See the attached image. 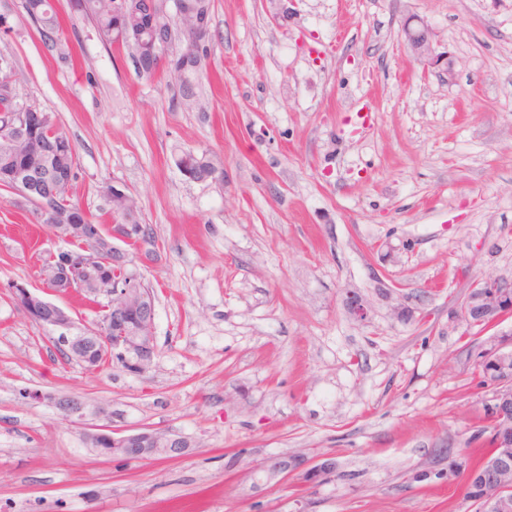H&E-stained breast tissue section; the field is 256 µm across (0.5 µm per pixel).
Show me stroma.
Segmentation results:
<instances>
[{
  "instance_id": "stroma-1",
  "label": "stroma",
  "mask_w": 512,
  "mask_h": 512,
  "mask_svg": "<svg viewBox=\"0 0 512 512\" xmlns=\"http://www.w3.org/2000/svg\"><path fill=\"white\" fill-rule=\"evenodd\" d=\"M23 4L0 0V54L76 146L71 201L109 225L106 187L128 189L153 232L156 355L84 370L15 309L6 283L60 244L0 189V512H478L448 458L485 450L475 366L512 316L453 315L512 276V0H214L187 104L68 0L54 49ZM189 149L222 175L190 179ZM72 395L195 446L101 457L55 405ZM297 456L336 472H275ZM415 27L410 23L403 28L405 40L409 44L412 52L420 61L432 60L435 57V48L430 36V30L426 24L419 22Z\"/></svg>"
}]
</instances>
